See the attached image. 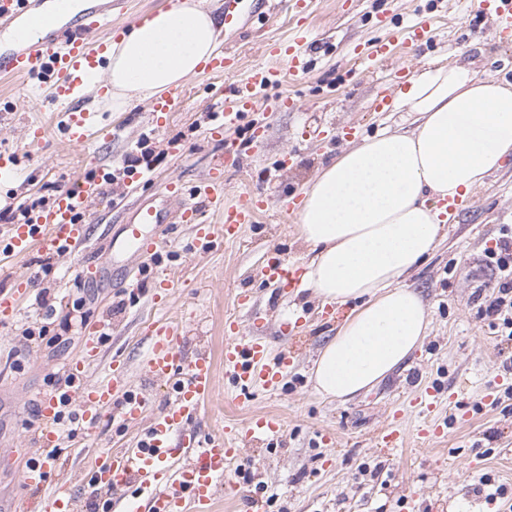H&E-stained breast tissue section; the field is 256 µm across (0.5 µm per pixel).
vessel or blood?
<instances>
[{
    "instance_id": "b4317fda",
    "label": "vessel or blood",
    "mask_w": 512,
    "mask_h": 512,
    "mask_svg": "<svg viewBox=\"0 0 512 512\" xmlns=\"http://www.w3.org/2000/svg\"><path fill=\"white\" fill-rule=\"evenodd\" d=\"M295 33L288 42L272 43L273 57H287L298 66L308 46V19L311 0H283ZM42 4V0H0V26L14 27L11 48L0 50V76L10 79H39L41 89L56 101L66 103L62 129L67 141L82 147L100 138L103 130L96 113L75 101L78 88L90 84L104 68L108 49L118 34L112 24V0H97L84 9L77 25H64L49 35H36L24 21ZM476 10L502 37H512V0H476ZM235 52L220 47L204 64L206 74L232 73L237 69ZM279 70L257 66L241 79L232 101L224 108V118L216 133L236 127L241 116L254 110L258 89L278 84ZM183 89L176 88L154 102L147 112V126L158 127L162 115L178 111L184 101ZM111 177L109 169H100L78 187L63 189L53 203L39 213L34 223L8 225L0 236V264L7 266L33 250L62 255L83 252L90 226L85 219L92 202ZM196 201L184 203L174 217L175 223L189 225L196 242L212 244L236 240L244 225L256 223L265 204L259 196L243 195L237 203L224 202V182L211 178L195 189ZM221 213L223 223L202 221L200 205ZM158 211L151 206L139 207L125 226V242L136 257L149 261L164 249L165 242L146 232L149 224L160 223ZM270 281L296 290L302 279L298 270L273 255L262 269ZM32 283L16 280L13 287L0 293V322L11 321L21 305L31 296ZM292 364L289 351L271 356L267 343L257 336L243 335L238 321L224 323V368L216 370L212 358L204 352L187 356L178 325L168 319L154 320L149 330V350L142 371L150 380L169 385L173 394L170 404L154 417H147L148 401L134 392L128 370L120 360L112 362L110 380L83 386L77 397L78 417L86 428L99 423L102 410L110 406L115 394H122V416L129 422L149 419L150 424L136 447L113 451L91 460L85 477L91 487L112 493L120 512H212L219 483L229 473L244 446L277 435L282 429L274 415L254 419L248 425L225 426L222 442L203 445L197 431L189 425L210 399L218 377H225L238 400H245L251 388L275 387ZM61 391L43 395L39 407L40 429L37 445L55 448L60 442L56 418ZM139 484L141 495L129 498L125 490ZM38 512H77L75 496L67 487H59L37 506Z\"/></svg>"
}]
</instances>
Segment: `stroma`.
Returning <instances> with one entry per match:
<instances>
[{"label":"stroma","mask_w":512,"mask_h":512,"mask_svg":"<svg viewBox=\"0 0 512 512\" xmlns=\"http://www.w3.org/2000/svg\"><path fill=\"white\" fill-rule=\"evenodd\" d=\"M312 27L316 37L305 59L304 72L257 95L258 104L244 115L226 138L210 130L224 114L238 75H196L183 87V107L158 130L145 124L150 101L127 111L103 109L97 94L82 97V106L97 112L105 138L80 150L62 137L58 121L64 103L48 99L30 82L0 79V158L12 162V178L0 180V209L26 204L33 213L51 204L60 189L76 185L99 168H111L112 182L94 209L96 220L85 254L62 256L31 252L24 260L0 269V291L12 288L13 278H32L34 297L11 323L0 324V512H24L28 502L45 499L46 491L29 488L23 472L38 431L33 418L46 393V374L67 368L85 347L86 334H77L62 347L46 343L25 345L21 332L31 323L47 325L49 335L63 334L64 318L77 299L89 308L87 322L111 320L109 338L83 376L93 383L110 376L113 359L125 361L136 387L149 397L150 413L170 400L161 384L148 381L141 363L149 347L147 330L159 317L184 328L187 352L207 350L216 368H223L224 318L232 315L249 336H260L272 352L291 347L294 362L276 387H255L248 405H239L225 381H218L210 400L194 421L202 437L221 432L228 423L245 424L270 413L279 416L278 436L244 448L238 459L247 476L234 473L218 487L214 512H251L253 499L264 512H489L476 486L482 475L512 490V399L504 396L512 374L500 366L512 354V341L484 314L495 274L485 264L487 250L500 237V227L512 225V153L476 201L446 226L444 239L432 257L414 269L407 282L426 303L427 337L402 365L370 392L340 402L318 397L312 366L318 351L336 334L347 307L326 318L313 291L291 294L261 278L267 253L279 254L302 268L308 252L293 221L281 213L288 200L302 197L315 170L346 148L385 126H408L411 117L392 109L375 111L380 81L389 94L406 88L410 75L435 64L470 67L478 77L490 76L512 84V43L500 42L475 9V0H316ZM216 13L230 11L221 42L234 49L243 69L272 62L285 69L284 58H269L267 48L287 40L291 23L286 14L265 19L261 0H207ZM417 15L432 18L428 39L405 48L393 46V67L381 79L359 74L356 47L371 49L391 29L405 27ZM290 96L301 111H268L266 99ZM41 120L49 132L28 148V125ZM335 129L321 137L323 125ZM261 143H254V132ZM236 163H224L226 151ZM224 165V199L234 202L240 192L263 195L267 211L245 225L236 242L195 243L184 224H157L154 232L168 237L167 248L137 283L122 273L132 263L119 243L131 212L141 203L161 215L177 210L179 199L162 190L165 180L193 188L208 178L216 163ZM103 268L97 281L82 273L85 261ZM173 284L165 309L154 307L151 295L160 279ZM49 291L56 312L46 315L35 296ZM249 293L250 302L237 306L236 297ZM123 312H115L117 303ZM495 388L485 402L486 388ZM437 393L433 418L448 423L445 438L424 444L414 439L423 421L420 398L426 389ZM410 432L407 447L391 452L378 447L376 434L390 423ZM144 424L123 422L119 405L106 408L96 430L81 447L61 444L54 456L59 467L50 471V484L67 479L77 486L80 506H87L90 489L81 466L99 448L120 449L135 441ZM379 477H371V470Z\"/></svg>","instance_id":"1"}]
</instances>
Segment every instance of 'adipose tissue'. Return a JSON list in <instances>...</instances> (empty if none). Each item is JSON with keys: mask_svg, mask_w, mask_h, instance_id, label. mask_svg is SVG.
<instances>
[{"mask_svg": "<svg viewBox=\"0 0 512 512\" xmlns=\"http://www.w3.org/2000/svg\"><path fill=\"white\" fill-rule=\"evenodd\" d=\"M223 25L203 0H174L132 27L109 53L113 111L178 86L218 46ZM397 107L409 130H385L321 166L304 192L297 230L315 256L303 276L328 304H351L318 352V395L373 389L423 342L427 306L404 276L435 248L440 201L464 197L512 153V88L467 67L411 79Z\"/></svg>", "mask_w": 512, "mask_h": 512, "instance_id": "1", "label": "adipose tissue"}]
</instances>
